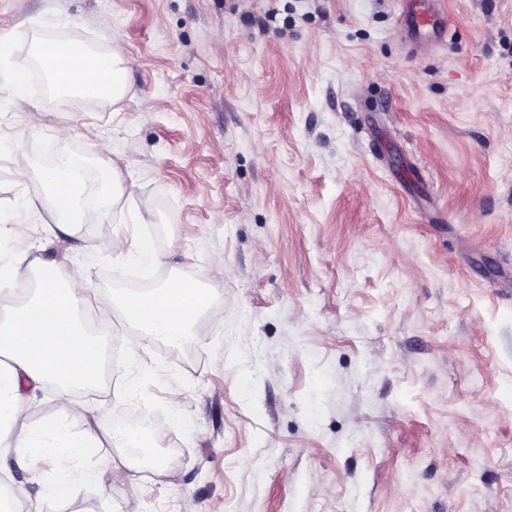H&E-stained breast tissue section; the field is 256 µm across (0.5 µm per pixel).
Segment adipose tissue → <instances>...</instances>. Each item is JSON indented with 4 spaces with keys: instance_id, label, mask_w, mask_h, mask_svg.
<instances>
[{
    "instance_id": "adipose-tissue-1",
    "label": "adipose tissue",
    "mask_w": 512,
    "mask_h": 512,
    "mask_svg": "<svg viewBox=\"0 0 512 512\" xmlns=\"http://www.w3.org/2000/svg\"><path fill=\"white\" fill-rule=\"evenodd\" d=\"M37 57L57 94L88 95L102 74L108 80L109 99L124 93L125 70L109 55L44 39L37 45ZM83 178V160L72 156L45 173L56 223H79L82 203L73 186ZM34 267L38 284L31 301L17 306L0 294V457L38 455L60 461L52 479L38 481L37 486L40 498L63 500L76 480H97L94 472L76 474L72 464L97 446L98 436L79 426L64 407L39 423H29L24 415L25 391L47 381L64 395L94 387L106 342L85 327L81 317L85 298L67 288L58 266L38 261ZM204 302L199 289L181 283L129 297L126 309L145 336L178 345L192 339V326Z\"/></svg>"
}]
</instances>
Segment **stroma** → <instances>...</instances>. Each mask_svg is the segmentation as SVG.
<instances>
[{
	"label": "stroma",
	"instance_id": "obj_1",
	"mask_svg": "<svg viewBox=\"0 0 512 512\" xmlns=\"http://www.w3.org/2000/svg\"><path fill=\"white\" fill-rule=\"evenodd\" d=\"M438 7L424 51L401 0H0L5 66L63 39L127 69L113 102L0 91V252L58 263L118 333L77 423L138 402L164 461L102 442L74 464L102 482L19 512H512V0ZM54 147L122 187L69 235ZM182 281L207 300L174 353L121 299Z\"/></svg>",
	"mask_w": 512,
	"mask_h": 512
}]
</instances>
